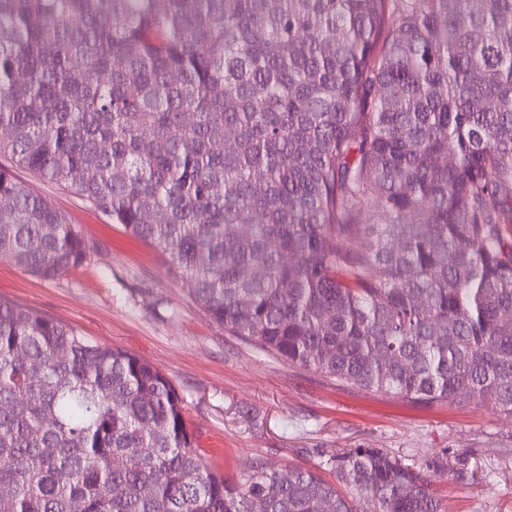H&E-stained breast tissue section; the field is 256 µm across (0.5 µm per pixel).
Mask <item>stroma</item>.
Here are the masks:
<instances>
[{
  "label": "stroma",
  "mask_w": 512,
  "mask_h": 512,
  "mask_svg": "<svg viewBox=\"0 0 512 512\" xmlns=\"http://www.w3.org/2000/svg\"><path fill=\"white\" fill-rule=\"evenodd\" d=\"M15 175L91 246L86 260L44 280L0 261V300L77 329L89 341L157 366L183 399L211 469L258 462L317 466L343 448H383L407 462L448 456L432 473L450 512H512V417L491 404L421 406L331 385L227 336L169 270L166 254L62 186Z\"/></svg>",
  "instance_id": "stroma-1"
}]
</instances>
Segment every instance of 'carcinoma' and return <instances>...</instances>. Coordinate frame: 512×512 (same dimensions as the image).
Segmentation results:
<instances>
[{
    "instance_id": "cac0c4a2",
    "label": "carcinoma",
    "mask_w": 512,
    "mask_h": 512,
    "mask_svg": "<svg viewBox=\"0 0 512 512\" xmlns=\"http://www.w3.org/2000/svg\"><path fill=\"white\" fill-rule=\"evenodd\" d=\"M0 127L226 335L512 415V0H0ZM89 252L0 167L1 260L51 280ZM447 466L220 476L159 368L0 301V512H446Z\"/></svg>"
}]
</instances>
